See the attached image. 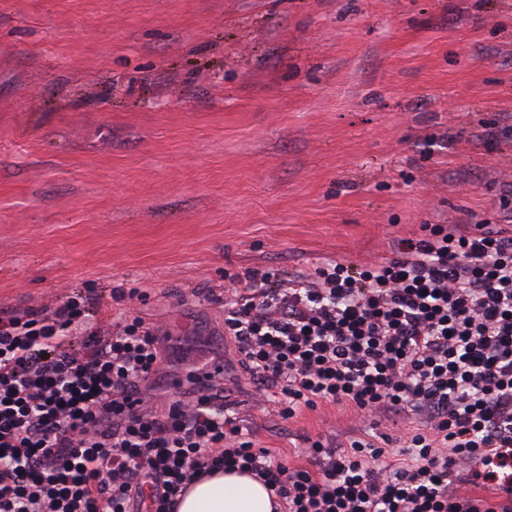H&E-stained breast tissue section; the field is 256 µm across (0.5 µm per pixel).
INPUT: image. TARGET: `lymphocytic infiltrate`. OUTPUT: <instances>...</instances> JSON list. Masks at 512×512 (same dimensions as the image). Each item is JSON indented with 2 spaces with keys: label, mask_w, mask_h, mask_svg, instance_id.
<instances>
[{
  "label": "lymphocytic infiltrate",
  "mask_w": 512,
  "mask_h": 512,
  "mask_svg": "<svg viewBox=\"0 0 512 512\" xmlns=\"http://www.w3.org/2000/svg\"><path fill=\"white\" fill-rule=\"evenodd\" d=\"M424 230L377 265L230 275L224 304L282 418L322 403L425 418L404 457L310 439L288 465L226 413L219 373L146 406L159 329L102 328L77 293L49 315H0V512H174L217 470L250 473L280 512H512V229Z\"/></svg>",
  "instance_id": "1"
}]
</instances>
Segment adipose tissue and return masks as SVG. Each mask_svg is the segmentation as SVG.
I'll use <instances>...</instances> for the list:
<instances>
[{
    "label": "adipose tissue",
    "mask_w": 512,
    "mask_h": 512,
    "mask_svg": "<svg viewBox=\"0 0 512 512\" xmlns=\"http://www.w3.org/2000/svg\"><path fill=\"white\" fill-rule=\"evenodd\" d=\"M177 512H274L269 492L247 474L220 472L189 486Z\"/></svg>",
    "instance_id": "1"
}]
</instances>
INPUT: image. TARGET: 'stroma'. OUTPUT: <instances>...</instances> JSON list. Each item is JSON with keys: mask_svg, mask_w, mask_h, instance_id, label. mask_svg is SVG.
Listing matches in <instances>:
<instances>
[{"mask_svg": "<svg viewBox=\"0 0 512 512\" xmlns=\"http://www.w3.org/2000/svg\"><path fill=\"white\" fill-rule=\"evenodd\" d=\"M512 0H0V312L73 292L225 352V273L369 265L426 224L512 220ZM145 299L112 301L114 287ZM282 454L304 437L401 447L419 417L282 419L231 382Z\"/></svg>", "mask_w": 512, "mask_h": 512, "instance_id": "obj_1", "label": "stroma"}]
</instances>
